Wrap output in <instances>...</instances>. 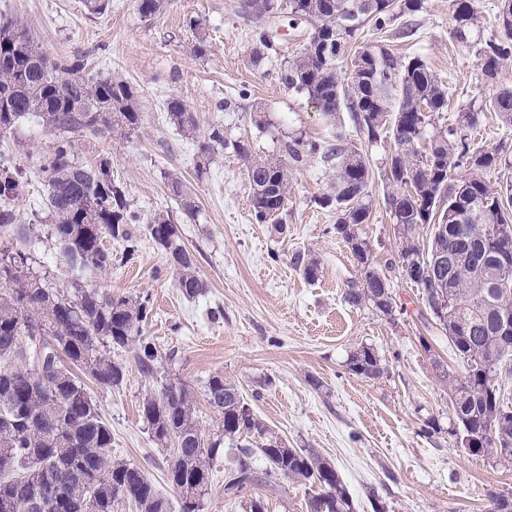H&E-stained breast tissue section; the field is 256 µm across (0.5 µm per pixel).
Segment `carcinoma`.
I'll return each mask as SVG.
<instances>
[{
	"label": "carcinoma",
	"mask_w": 512,
	"mask_h": 512,
	"mask_svg": "<svg viewBox=\"0 0 512 512\" xmlns=\"http://www.w3.org/2000/svg\"><path fill=\"white\" fill-rule=\"evenodd\" d=\"M450 35L475 50L482 73L497 77L512 58V0H499L500 37H485L475 0H453ZM243 16L258 20L253 57L262 59L275 43L268 20L282 10L311 25L308 40L281 70L280 81L315 103L325 114L346 110L370 143L389 138L394 153L374 174L363 152L342 135L324 141L295 137L284 143V159L255 158L247 145L224 137L215 125L199 143L202 154L230 150L247 162L253 217L283 228L288 174L319 157L334 170L332 193L321 204L336 211L333 230L350 245L362 285L344 292L353 307L394 312L388 278L375 263L371 246L357 234L370 216L371 184H386L398 268L425 300L427 315L445 335L462 371L442 370L448 383L453 423L470 436L468 453L512 463V406L503 380L512 376V338H502L512 320V184L493 187L485 173L512 166L505 146L479 150L472 140L483 112L512 126V88H502L479 106L457 113L450 125H436L448 111V89L417 51L398 56L363 40L365 29L380 35L401 18L423 8V0H242ZM349 71L338 69L342 59ZM81 59L53 60L31 32L14 18L0 17V133L34 120L56 133L41 157L48 209L53 222L47 238L80 276L57 288L50 273L29 272L31 253L0 252V512H41L29 504L52 493L48 512H116L124 503L137 512H202L209 473L224 441L256 440L257 448L238 446L235 465L224 478V495L244 498L249 512H267L257 490L283 481L310 491L307 512H354L336 469L313 450L290 448L257 418L237 387L222 375L209 378L205 398L221 422L205 433L196 417L192 392L183 382L161 379L145 395L142 417L154 440L172 451L167 481L177 502L162 495L136 466L112 458V432L78 373L101 387L117 386L124 366L104 351L107 345L133 346L141 372L155 378L174 353H162L143 336L150 313L146 297L115 296L82 282L85 272L112 269L106 237L129 242L138 216L128 211L125 194L112 180L110 162L75 158V138L132 130L139 120V99L119 77L83 78ZM170 119L182 130L196 129V118L178 98L168 103ZM168 188L185 214L196 205L182 182ZM24 194L17 171L0 166V228L17 221L14 204ZM430 226L428 243L420 229ZM152 239L176 273V287L195 298L206 285L196 261L183 246L178 227L158 216L148 224ZM293 264L308 280L319 273L315 260L301 251ZM349 370L365 378L384 367L370 347L352 354ZM260 451L264 472L254 470Z\"/></svg>",
	"instance_id": "cac0c4a2"
}]
</instances>
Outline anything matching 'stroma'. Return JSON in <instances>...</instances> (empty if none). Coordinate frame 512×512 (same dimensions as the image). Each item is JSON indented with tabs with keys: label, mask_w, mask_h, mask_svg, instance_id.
Listing matches in <instances>:
<instances>
[{
	"label": "stroma",
	"mask_w": 512,
	"mask_h": 512,
	"mask_svg": "<svg viewBox=\"0 0 512 512\" xmlns=\"http://www.w3.org/2000/svg\"><path fill=\"white\" fill-rule=\"evenodd\" d=\"M0 13L24 23L51 58L85 60L92 76L121 77L138 93L135 130L75 144L79 161H110L113 179L139 216L132 244L106 240L118 256L112 270L83 280L117 296L148 298L144 335L175 351L169 374L190 386L205 431L217 432L220 424L205 398L207 380L220 374L238 386L274 435L336 468L355 512H373L367 498L373 487L387 512H486L489 493H512V464L462 452L448 432V388L434 363L454 372L461 365L445 333L425 325L420 290L391 269L393 316L345 303L348 284L362 276L333 230L335 212L318 203L329 190L331 169L315 158L294 171L280 233L253 219L244 161L229 151L205 158L197 148L215 125L248 141L260 158L278 157L281 142L291 137L321 141L340 133L364 150L373 170L383 168L392 140L367 143L349 112L326 117L281 84L280 68L298 52L306 23L279 14L270 23L276 51L256 64L254 24L242 19L240 0H169L148 19L135 0H107L99 14L84 0H0ZM451 16L452 0H424L415 16L417 42L392 36L386 45L400 56L415 49L425 54L448 88L453 114L512 87V60L496 79L482 80L474 51L450 37ZM200 33L202 54L194 50ZM172 98L194 112V132L170 121ZM54 140L53 132L20 124L0 135V164L18 169L26 184L15 209L19 223L35 225L39 234L31 269L49 271L62 288L72 273L45 236L50 218L40 170ZM174 177L194 201L195 217H186L171 194ZM385 194L383 183L375 182L370 218L358 229L380 265L397 251ZM159 214L170 217L195 255L206 285L202 295L188 298L176 288L165 252L146 230ZM297 251L317 261V280L292 265ZM364 346L381 358L380 377L349 370L351 355ZM108 354L125 367L121 385L103 388L89 380L85 387L112 430V455L139 466L160 493L171 495L169 453L153 440L139 408L154 383L132 350Z\"/></svg>",
	"instance_id": "stroma-1"
}]
</instances>
